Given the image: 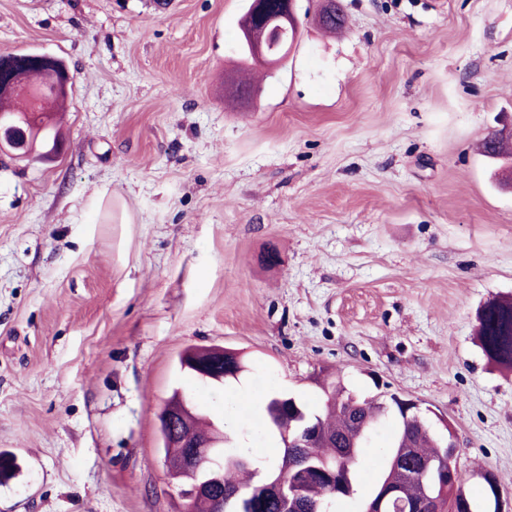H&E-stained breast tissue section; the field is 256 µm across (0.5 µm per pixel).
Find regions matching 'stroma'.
Wrapping results in <instances>:
<instances>
[{"label":"stroma","instance_id":"stroma-1","mask_svg":"<svg viewBox=\"0 0 512 512\" xmlns=\"http://www.w3.org/2000/svg\"><path fill=\"white\" fill-rule=\"evenodd\" d=\"M298 0L248 100L246 0H0V53L63 59L51 162H0V512H183L158 414L216 429L323 379L448 419L472 494L512 508V372L475 330L512 297V189L478 147L512 126V0ZM240 353L237 383L181 369ZM212 351L216 352L217 355H211L209 352L202 351V349L186 350L180 358L181 367L187 368L201 378H203L200 374V371L202 370L209 371L211 375H214L215 377L224 374V366L229 363H231V365L226 366V369L229 370L226 372L227 376L237 375L239 373L235 370V366L233 364H239L245 368L244 362L238 354L218 348L212 349ZM222 353H224V358L219 357L223 356ZM190 361H195V363L201 366V369L192 364ZM203 379L218 382L217 380L209 378Z\"/></svg>","mask_w":512,"mask_h":512}]
</instances>
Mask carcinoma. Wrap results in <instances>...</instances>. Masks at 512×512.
<instances>
[{"label": "carcinoma", "mask_w": 512, "mask_h": 512, "mask_svg": "<svg viewBox=\"0 0 512 512\" xmlns=\"http://www.w3.org/2000/svg\"><path fill=\"white\" fill-rule=\"evenodd\" d=\"M345 23L339 5L320 9L318 25L325 31L336 32ZM17 78L31 91V96L21 98L23 106L14 103L9 91L0 94V113L19 118L26 116L34 107H39L38 120L42 137L61 138L56 113L65 98L54 94V85L61 82L55 63L36 53H23L20 57ZM482 155L498 161L512 155V142L503 134L486 139L481 147ZM476 335L487 358L496 365L512 370V298H496L488 302L478 319ZM244 365L241 357L224 351V357L212 355L200 349H188L180 358L182 367L200 374L207 370L218 377L224 374L227 364ZM280 396L266 399L263 406V421L259 433L278 440L282 454L271 461H262L253 456L250 447L232 444L224 448V486L209 495V499L197 504L196 512H213V500L224 501L237 495L250 499L252 512H285L284 502L279 498L264 495L262 476L276 474L285 482H291L300 472L307 473L304 483V499L312 505L309 512H330V506L350 498L357 492L365 471L362 466V449L353 443L373 435L383 421L394 420L390 445L386 452V466L370 478L372 492L367 502L379 498L386 487L396 482L399 492L387 500V512H417V504L423 500L422 478L431 461L448 463V441L452 431L448 424L437 429L419 412L408 414L397 405L388 407L378 398L362 397L345 390L341 383L331 385L324 411L308 414L319 429V437L308 448H291L288 442L296 435L295 409L306 410L305 405L293 396H286L288 404L276 416L272 424L268 408ZM189 424L176 426V434L161 428L165 456L182 452L181 444H204L211 438L212 423L193 415ZM482 497L473 496L465 487L463 479L440 481L437 495L443 512H455V507L467 503L477 509L490 499L491 475L484 478Z\"/></svg>", "instance_id": "cac0c4a2"}]
</instances>
